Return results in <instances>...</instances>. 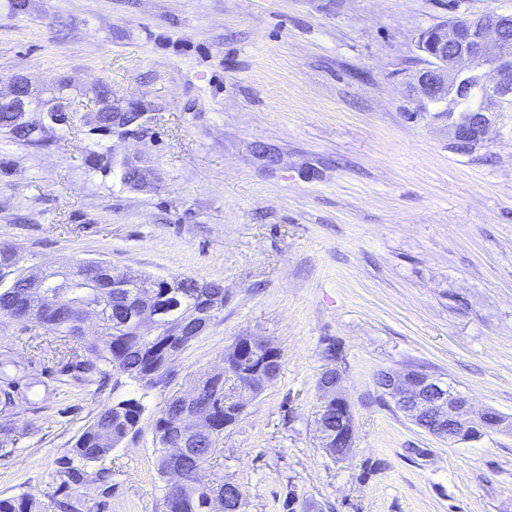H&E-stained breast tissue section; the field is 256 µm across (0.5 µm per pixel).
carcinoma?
I'll return each mask as SVG.
<instances>
[{"label":"carcinoma","instance_id":"obj_1","mask_svg":"<svg viewBox=\"0 0 512 512\" xmlns=\"http://www.w3.org/2000/svg\"><path fill=\"white\" fill-rule=\"evenodd\" d=\"M122 121H134L137 114L129 109L111 108L99 113L89 123L88 133H112V113ZM62 116L49 112L39 120H30L18 128L14 114L0 112V133L14 141L37 149H45L54 142L52 122ZM99 262L80 260L63 271L44 272L46 288L40 297L26 299L29 269L10 247L0 246V325H13L36 340L33 327L44 329L55 341L71 349L67 359L49 383L44 380L46 367L38 357L20 362L13 355L14 342L20 336L5 337L0 341V436L8 437L14 431L17 409L29 403L28 393L43 388L44 400H49L58 387L76 384L83 388L101 387L111 375L124 377L149 387L170 371L171 364L182 353L170 344L173 327L183 322L190 311H207L214 306L224 308V288L214 282L197 287L189 277L161 279L144 276L145 283L157 294L158 323L143 330L130 320L133 299L128 288H101L100 309L94 314L100 322V331L93 339L85 338L83 311L87 289L85 281L94 278ZM281 357L275 356L264 364L263 379L241 385L236 370L224 373L220 379L201 378L202 397L213 404L207 431L189 437L188 447L174 453V440L165 430L164 415L181 412L182 395L173 394L155 423L153 453L157 473L164 482L160 499L161 512H215L218 504L233 503L236 495L224 481L221 471L213 470V460L221 456L218 448L224 437V411L242 410L261 394L277 377ZM145 411L142 399L128 398L107 403L78 435L73 448L57 461L56 475L60 488L68 491L63 499H52L53 512H83V490L91 485L101 486L112 479V470L104 461L127 436L135 431ZM46 506L25 495L0 499V512H44Z\"/></svg>","mask_w":512,"mask_h":512}]
</instances>
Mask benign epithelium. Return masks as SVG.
<instances>
[{
    "label": "benign epithelium",
    "mask_w": 512,
    "mask_h": 512,
    "mask_svg": "<svg viewBox=\"0 0 512 512\" xmlns=\"http://www.w3.org/2000/svg\"><path fill=\"white\" fill-rule=\"evenodd\" d=\"M511 30L512 14H497L488 18H459L434 26L419 36L420 50L432 59V65L411 78L414 102L448 100V90L456 88L465 75L476 80L470 93L483 97L482 107L470 113L468 119L449 123L448 129L457 147L483 141L495 123L501 102L512 98V51L507 50L504 39ZM30 104L28 82L20 76L12 78L10 94L0 95V110L14 113L16 123L23 125ZM103 276L112 280L114 288H132L137 280L135 275L116 274L109 268L104 269ZM132 317L142 327L153 325L157 313L152 293L138 295ZM238 344L251 352L271 354L275 351L268 341L258 336H242ZM319 387L326 403L348 404L339 387L338 372L326 371ZM379 387L417 427L451 442H458L479 429L493 432L512 425L498 413L475 411L463 392L420 368L385 371L380 377ZM197 396L196 387L185 394V399L192 406L173 422V432L180 440L185 438L187 427L193 431L205 430L209 413L206 403Z\"/></svg>",
    "instance_id": "obj_1"
}]
</instances>
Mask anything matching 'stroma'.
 <instances>
[{"instance_id": "obj_1", "label": "stroma", "mask_w": 512, "mask_h": 512, "mask_svg": "<svg viewBox=\"0 0 512 512\" xmlns=\"http://www.w3.org/2000/svg\"><path fill=\"white\" fill-rule=\"evenodd\" d=\"M512 0H0V93L70 85L68 110L136 103L142 128L0 138V246L27 266L101 260L224 286V309L151 388H61L39 431L15 422L0 498L55 495L59 458L105 403L142 399L89 512H160L154 423L174 393L261 336L281 370L227 428L217 465L246 512H512V432L451 443L378 387L418 367L512 418V112L471 152L410 118L419 33ZM146 180L132 190L124 164ZM353 409L343 461L317 421L327 343Z\"/></svg>"}]
</instances>
